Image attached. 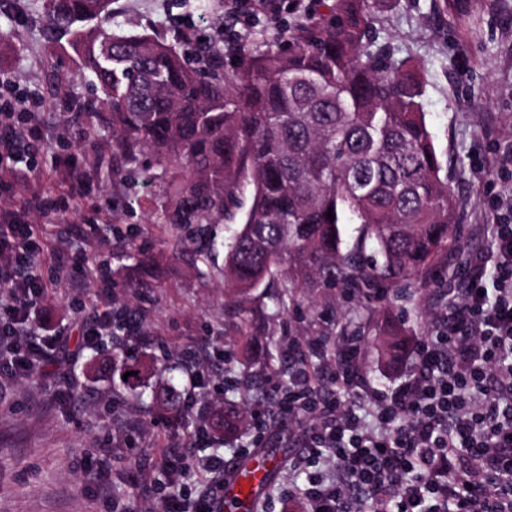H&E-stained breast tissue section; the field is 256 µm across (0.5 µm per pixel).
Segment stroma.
Masks as SVG:
<instances>
[{"label":"stroma","mask_w":512,"mask_h":512,"mask_svg":"<svg viewBox=\"0 0 512 512\" xmlns=\"http://www.w3.org/2000/svg\"><path fill=\"white\" fill-rule=\"evenodd\" d=\"M470 16L440 11L439 0H395L375 6L374 34L396 57L410 59L424 87L423 110L460 203L458 238L452 256L441 257L424 279H406L384 290L352 294L322 288L314 300L280 308L256 291L246 315H239L224 288L222 268L228 242L225 225L215 224L203 240L190 232L174 235L151 221L153 188L136 175L112 174V132L90 141L73 117V102L97 100L92 76L67 69L63 93L49 84L53 58L46 35L52 29L42 0H0V73L26 95L36 113L34 129L22 137V161L30 183L0 171V198L25 215L44 246L38 275L48 290L40 306L52 328L73 309L110 305L114 319L132 315L138 333L124 339V358L164 365L206 349L211 360L198 378L180 374L186 408L161 413L152 403L116 404L112 378L119 362L112 339L79 352L71 374L59 379L36 374L0 393V512H112V501L84 485L86 469L100 449H110L112 467L104 480L133 512H162L167 490L159 471L139 469L127 442L158 458H236L255 436L228 438L212 431L206 444L190 440L193 424L240 405L241 387L224 389V370L248 376L256 386L267 378L287 382L290 340H319L325 362L309 370L320 392H328L327 371L336 365L341 336L355 337L350 365L360 383L354 404H369L370 390H389L419 365L407 354L399 367L379 358L391 326H402L410 343L433 335L447 322L467 285V261L493 251L494 225L512 216V0H472ZM302 14H289L282 0H245L229 17L223 0L199 7L197 0H115V24L147 31L176 43L188 60L199 39L220 42L225 63L238 53L271 41L284 27L309 24L317 0H305ZM374 310L375 320L363 318ZM273 336L267 352L244 358L236 346L241 332Z\"/></svg>","instance_id":"1"}]
</instances>
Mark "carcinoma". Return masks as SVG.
<instances>
[{"label":"carcinoma","instance_id":"obj_1","mask_svg":"<svg viewBox=\"0 0 512 512\" xmlns=\"http://www.w3.org/2000/svg\"><path fill=\"white\" fill-rule=\"evenodd\" d=\"M69 36L55 52L89 71L100 99L78 102L88 133L106 113L116 173L142 169L158 182L153 223L204 235L236 223L224 258V284L247 300L283 267L276 296L286 306L298 288L353 293L387 289L456 245L457 199L422 108L415 67L372 36L368 0H332L328 13L224 67V47L204 44L202 69L147 32L112 23V0H43ZM332 213L334 219L327 218ZM360 225L343 246L339 225ZM374 246L381 261L364 260ZM406 341L394 330L384 356L396 362ZM112 395L139 401L151 388L143 367L126 362ZM175 409L173 384L152 394ZM246 416L217 419L234 434Z\"/></svg>","mask_w":512,"mask_h":512}]
</instances>
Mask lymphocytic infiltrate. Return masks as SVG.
Listing matches in <instances>:
<instances>
[{
	"instance_id": "1",
	"label": "lymphocytic infiltrate",
	"mask_w": 512,
	"mask_h": 512,
	"mask_svg": "<svg viewBox=\"0 0 512 512\" xmlns=\"http://www.w3.org/2000/svg\"><path fill=\"white\" fill-rule=\"evenodd\" d=\"M494 259L469 262L462 311L419 346L412 379L358 413L339 395L318 399L306 363L315 343L296 345L303 363L280 393L279 410L317 413L290 469L304 512H512V224L494 227ZM40 247L29 224L0 206V379L61 374L66 332L40 338L31 326L42 302L39 278L19 275ZM171 483L190 470L224 476V459L164 454Z\"/></svg>"
}]
</instances>
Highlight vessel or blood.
I'll list each match as a JSON object with an SVG mask.
<instances>
[{"mask_svg": "<svg viewBox=\"0 0 512 512\" xmlns=\"http://www.w3.org/2000/svg\"><path fill=\"white\" fill-rule=\"evenodd\" d=\"M286 462V457L268 458L260 452L230 464L224 485L212 501V512H259L265 492Z\"/></svg>", "mask_w": 512, "mask_h": 512, "instance_id": "obj_1", "label": "vessel or blood"}]
</instances>
